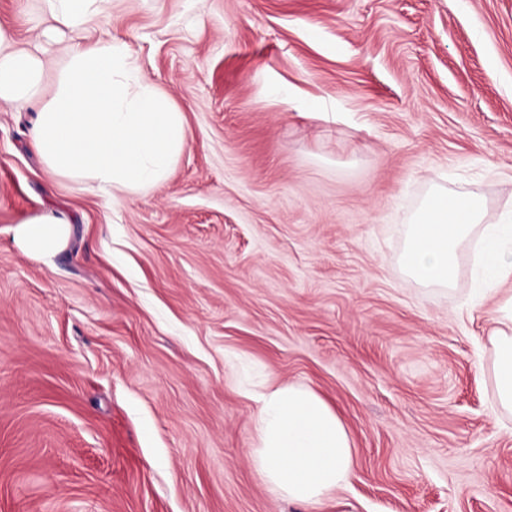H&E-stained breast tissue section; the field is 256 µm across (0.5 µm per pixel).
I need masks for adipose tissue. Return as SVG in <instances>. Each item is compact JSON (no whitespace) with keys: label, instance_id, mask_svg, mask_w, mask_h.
<instances>
[{"label":"adipose tissue","instance_id":"adipose-tissue-1","mask_svg":"<svg viewBox=\"0 0 512 512\" xmlns=\"http://www.w3.org/2000/svg\"><path fill=\"white\" fill-rule=\"evenodd\" d=\"M103 0H42L54 28L96 30ZM46 64L0 24V102L26 104L40 93ZM31 147L47 170L88 179L107 199L165 180L186 143V120L174 101L144 73L137 56L111 35L66 50L53 92L29 130ZM486 204L471 193L433 187L408 218L400 262L426 287L456 279L460 247L478 244L481 277L496 287L512 281V223L489 224ZM68 223L51 213L19 223L14 240L27 255L47 257L65 247ZM495 350L499 405L512 411V298ZM260 444L254 465L271 487L297 502H317L348 484L353 449L338 413L314 390L272 386L260 398Z\"/></svg>","mask_w":512,"mask_h":512}]
</instances>
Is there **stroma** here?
I'll list each match as a JSON object with an SVG mask.
<instances>
[{
  "label": "stroma",
  "mask_w": 512,
  "mask_h": 512,
  "mask_svg": "<svg viewBox=\"0 0 512 512\" xmlns=\"http://www.w3.org/2000/svg\"><path fill=\"white\" fill-rule=\"evenodd\" d=\"M0 22L64 48L39 0ZM184 113L162 183L111 202L46 171L36 105L0 104V512H512L494 399L499 294L401 267L431 185L512 208V0H110ZM50 211L66 248L13 230ZM337 411L353 475L318 503L257 473V393ZM68 234V223L64 218L45 213L19 223L14 240L25 254L47 257L65 247Z\"/></svg>",
  "instance_id": "stroma-1"
}]
</instances>
